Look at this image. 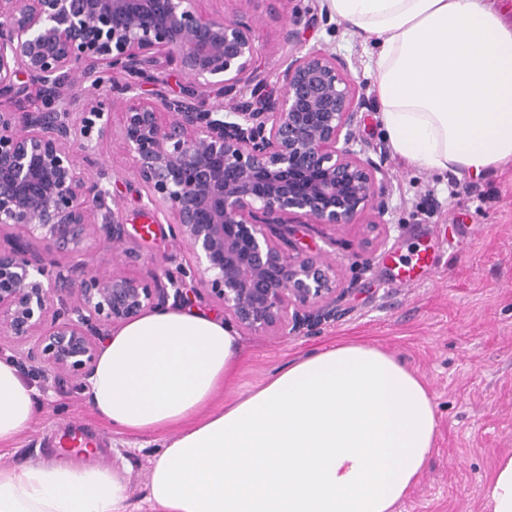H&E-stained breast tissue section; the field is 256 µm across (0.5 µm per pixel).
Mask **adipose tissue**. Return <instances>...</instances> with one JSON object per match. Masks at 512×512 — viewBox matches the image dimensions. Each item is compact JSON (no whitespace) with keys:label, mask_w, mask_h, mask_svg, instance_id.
<instances>
[{"label":"adipose tissue","mask_w":512,"mask_h":512,"mask_svg":"<svg viewBox=\"0 0 512 512\" xmlns=\"http://www.w3.org/2000/svg\"><path fill=\"white\" fill-rule=\"evenodd\" d=\"M372 50L368 70L392 153L477 178L512 162V26L498 0H325ZM243 360L234 328L184 306L148 312L103 346L87 393L116 433L169 432L147 475L146 512H394L421 476L436 405L403 360L348 342L288 361L225 400ZM34 388L0 360V512H133L126 465L94 452L16 464ZM512 512V453L484 487Z\"/></svg>","instance_id":"obj_1"}]
</instances>
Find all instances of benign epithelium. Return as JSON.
<instances>
[{
	"instance_id": "1",
	"label": "benign epithelium",
	"mask_w": 512,
	"mask_h": 512,
	"mask_svg": "<svg viewBox=\"0 0 512 512\" xmlns=\"http://www.w3.org/2000/svg\"><path fill=\"white\" fill-rule=\"evenodd\" d=\"M201 2L0 0V98L15 102L0 106V230L81 258L49 268L21 245L0 249V336L31 362L86 379L109 328L169 298L160 283L88 261L93 246L126 239L105 186L112 168L96 153L114 136L191 253L192 288L167 276L174 299L204 288L265 336L344 314L335 260L292 254L266 228L298 218L340 228L388 209L382 169L353 149L356 86L335 55L302 52L289 27L281 90L252 107L244 98L266 82L253 23ZM162 58L186 77L183 92L151 73ZM21 74L30 85L15 83Z\"/></svg>"
}]
</instances>
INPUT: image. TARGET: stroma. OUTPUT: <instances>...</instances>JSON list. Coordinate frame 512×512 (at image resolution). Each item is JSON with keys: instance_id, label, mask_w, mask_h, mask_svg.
I'll return each mask as SVG.
<instances>
[{"instance_id": "1", "label": "stroma", "mask_w": 512, "mask_h": 512, "mask_svg": "<svg viewBox=\"0 0 512 512\" xmlns=\"http://www.w3.org/2000/svg\"><path fill=\"white\" fill-rule=\"evenodd\" d=\"M301 7L298 30L306 47L335 53L348 65L357 88L356 134L366 156L386 174L389 211L385 228L373 236L359 222L339 229L297 225L294 248L335 255L341 278L351 288L345 313L288 338L240 330L246 358L225 395L247 391L288 360L329 344L374 342L423 379L439 420L424 473L396 512H485L483 488L498 457L512 452V164L473 181L452 173L439 177L393 155L366 71L369 46L327 14L324 0H302ZM217 8L226 18L253 20L258 63L270 87H277L288 59L286 0H219ZM101 151L114 169L111 191L122 209L128 249L99 252L98 266L147 281L188 275V250L172 236L163 215L145 209V192L118 143L105 142ZM146 224L152 233L144 239L139 230ZM428 246L438 254L431 273L412 286L395 285L394 258H408ZM5 357L35 387L42 404L34 431L13 444L9 459L20 463L56 453L59 430L81 421L99 441L102 460L123 458L132 504L141 506L161 435L114 436L90 409L86 380L26 360L6 337L0 339V358Z\"/></svg>"}]
</instances>
